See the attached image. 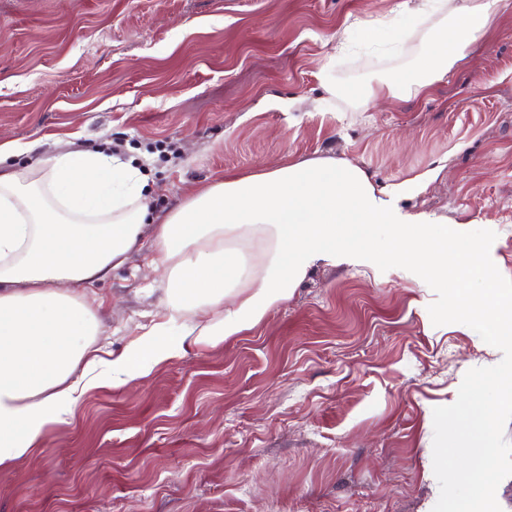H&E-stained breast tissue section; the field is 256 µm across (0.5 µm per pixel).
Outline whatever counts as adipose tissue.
<instances>
[{"label":"adipose tissue","mask_w":512,"mask_h":512,"mask_svg":"<svg viewBox=\"0 0 512 512\" xmlns=\"http://www.w3.org/2000/svg\"><path fill=\"white\" fill-rule=\"evenodd\" d=\"M511 3L404 0L410 25L426 31L417 77L341 88L328 63L320 83L367 103L428 94ZM15 152L0 145V467L35 448L87 390L146 377L184 344L216 346L253 329L317 262L370 251L382 225L410 262L465 283L475 322L512 334V297L499 293L480 243L463 232L449 238L433 219L403 211L347 160L228 174L155 219L146 177L121 157L68 151L15 168L6 163ZM148 227L163 312L107 359L96 345L103 319L84 291L122 267Z\"/></svg>","instance_id":"ef3b65f1"}]
</instances>
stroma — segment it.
<instances>
[{
  "instance_id": "obj_1",
  "label": "stroma",
  "mask_w": 512,
  "mask_h": 512,
  "mask_svg": "<svg viewBox=\"0 0 512 512\" xmlns=\"http://www.w3.org/2000/svg\"><path fill=\"white\" fill-rule=\"evenodd\" d=\"M401 0H0V141L120 152L165 213L191 188L345 159L399 206L456 229L512 293V8L422 98L340 85L415 72L422 34L338 54L336 34ZM149 246L86 294L122 352L161 311ZM436 293L351 257L313 267L268 319L128 386H100L0 467V512H432L433 410L502 359Z\"/></svg>"
}]
</instances>
